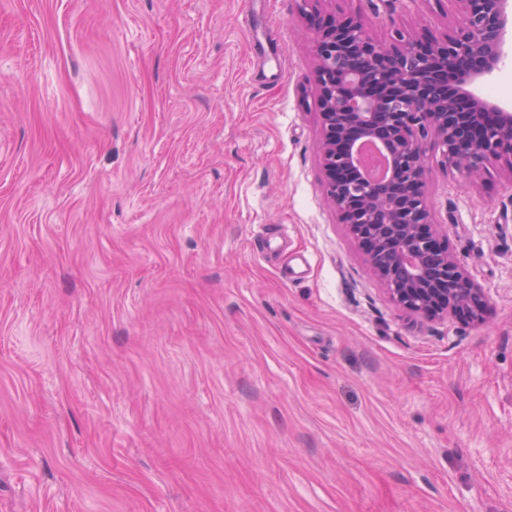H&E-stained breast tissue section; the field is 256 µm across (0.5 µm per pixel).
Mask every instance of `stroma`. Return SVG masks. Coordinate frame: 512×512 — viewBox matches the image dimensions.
<instances>
[{
  "label": "stroma",
  "instance_id": "35a3bbf8",
  "mask_svg": "<svg viewBox=\"0 0 512 512\" xmlns=\"http://www.w3.org/2000/svg\"><path fill=\"white\" fill-rule=\"evenodd\" d=\"M320 139L296 0H0V512H512V175L427 151L489 311L426 321Z\"/></svg>",
  "mask_w": 512,
  "mask_h": 512
}]
</instances>
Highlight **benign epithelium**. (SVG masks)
<instances>
[{
    "label": "benign epithelium",
    "instance_id": "benign-epithelium-1",
    "mask_svg": "<svg viewBox=\"0 0 512 512\" xmlns=\"http://www.w3.org/2000/svg\"><path fill=\"white\" fill-rule=\"evenodd\" d=\"M313 35L319 146L326 196L398 309L424 320L480 321L488 293L440 235L424 186V144L468 176L499 165L512 175V112L473 94L508 57L512 0H453L442 35L396 29L374 37L356 15L299 0ZM386 149L381 182L360 172L356 145Z\"/></svg>",
    "mask_w": 512,
    "mask_h": 512
}]
</instances>
